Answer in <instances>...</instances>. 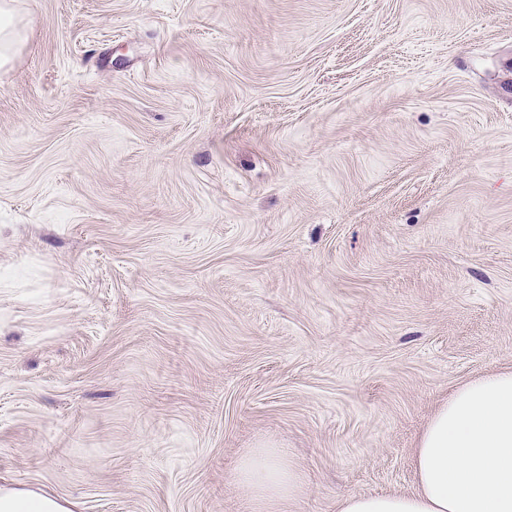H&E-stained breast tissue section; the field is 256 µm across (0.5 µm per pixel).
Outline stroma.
<instances>
[{
  "mask_svg": "<svg viewBox=\"0 0 512 512\" xmlns=\"http://www.w3.org/2000/svg\"><path fill=\"white\" fill-rule=\"evenodd\" d=\"M0 488L74 512L415 490L512 368V0H18ZM301 471L258 509L235 481ZM236 481L252 492L257 503L291 498L300 488L294 467L265 448L258 449L241 462Z\"/></svg>",
  "mask_w": 512,
  "mask_h": 512,
  "instance_id": "35a3bbf8",
  "label": "stroma"
}]
</instances>
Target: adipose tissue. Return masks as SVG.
Listing matches in <instances>:
<instances>
[{
	"label": "adipose tissue",
	"mask_w": 512,
	"mask_h": 512,
	"mask_svg": "<svg viewBox=\"0 0 512 512\" xmlns=\"http://www.w3.org/2000/svg\"><path fill=\"white\" fill-rule=\"evenodd\" d=\"M27 39L16 0H0V66ZM416 489L354 494L340 512H512V370L465 383L432 414L414 450ZM236 480L262 503L293 497L299 476L271 450L245 458ZM0 512H73L69 501L24 489H0Z\"/></svg>",
	"instance_id": "1"
}]
</instances>
